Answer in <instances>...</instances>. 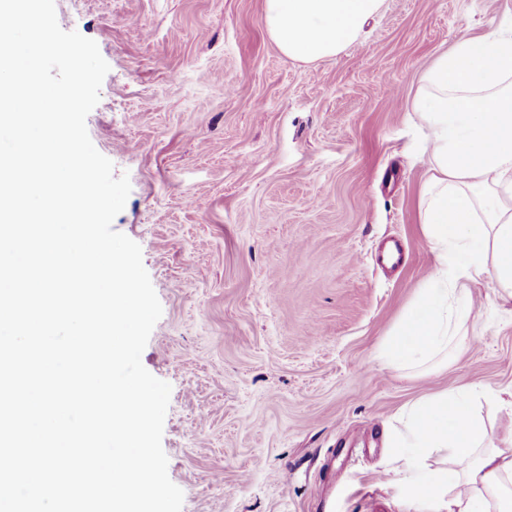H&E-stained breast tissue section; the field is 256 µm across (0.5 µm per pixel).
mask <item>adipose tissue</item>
I'll return each mask as SVG.
<instances>
[{"mask_svg": "<svg viewBox=\"0 0 512 512\" xmlns=\"http://www.w3.org/2000/svg\"><path fill=\"white\" fill-rule=\"evenodd\" d=\"M384 0H264L266 30L280 52L305 63L340 55ZM411 110L427 131L428 176L419 220L434 257L432 268L378 352L388 366L415 368L460 344L473 317V288L489 282L512 303V35L460 36L422 74ZM398 469L416 498L443 505L453 494L458 512H512V431L501 445L487 430L470 395L443 391L405 411L392 438ZM467 462L461 479H415L431 453Z\"/></svg>", "mask_w": 512, "mask_h": 512, "instance_id": "1", "label": "adipose tissue"}]
</instances>
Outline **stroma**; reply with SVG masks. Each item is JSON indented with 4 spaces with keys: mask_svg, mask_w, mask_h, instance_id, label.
<instances>
[{
    "mask_svg": "<svg viewBox=\"0 0 512 512\" xmlns=\"http://www.w3.org/2000/svg\"><path fill=\"white\" fill-rule=\"evenodd\" d=\"M110 66L86 119L128 175L113 221L162 306L143 366L171 386L162 446L182 512H431L386 446L416 399L474 387L489 444L512 409V307L479 288L464 344L417 375L376 352L432 264L419 224L421 73L512 0H385L340 56L303 64L263 0H54ZM401 241L387 271L379 245Z\"/></svg>",
    "mask_w": 512,
    "mask_h": 512,
    "instance_id": "stroma-1",
    "label": "stroma"
}]
</instances>
